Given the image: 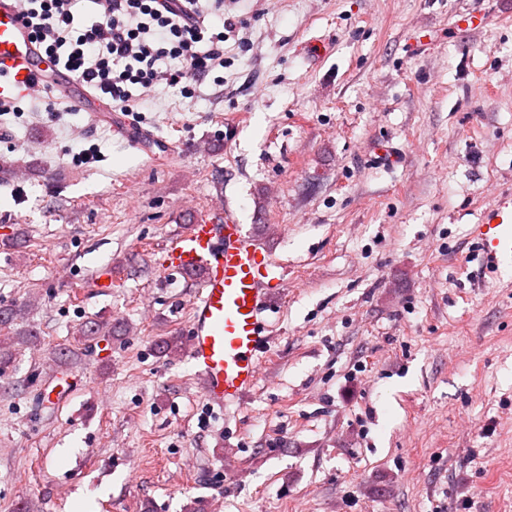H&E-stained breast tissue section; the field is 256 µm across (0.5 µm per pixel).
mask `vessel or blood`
Segmentation results:
<instances>
[{"mask_svg":"<svg viewBox=\"0 0 512 512\" xmlns=\"http://www.w3.org/2000/svg\"><path fill=\"white\" fill-rule=\"evenodd\" d=\"M49 67L16 0H0V101L29 95L44 83ZM54 89L97 120L95 95L78 91L72 77L57 73ZM474 245L493 265L512 255V198L501 197L490 206L484 223L474 228ZM163 265L201 275L188 323V357L203 380L204 399L220 408L240 404L255 387L267 351L263 314L281 286L278 265L242 225L212 211L170 241Z\"/></svg>","mask_w":512,"mask_h":512,"instance_id":"obj_1","label":"vessel or blood"}]
</instances>
